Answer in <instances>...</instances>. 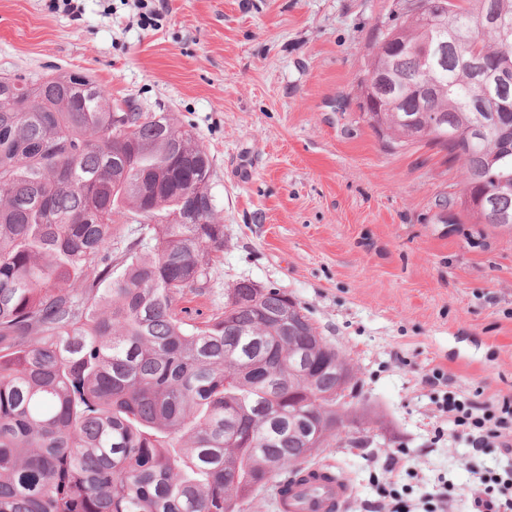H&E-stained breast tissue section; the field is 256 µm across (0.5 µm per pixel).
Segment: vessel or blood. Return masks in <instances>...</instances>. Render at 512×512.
Listing matches in <instances>:
<instances>
[{
  "mask_svg": "<svg viewBox=\"0 0 512 512\" xmlns=\"http://www.w3.org/2000/svg\"><path fill=\"white\" fill-rule=\"evenodd\" d=\"M353 495L349 482L330 465L308 467L305 481H290L279 496L280 512H343Z\"/></svg>",
  "mask_w": 512,
  "mask_h": 512,
  "instance_id": "1",
  "label": "vessel or blood"
}]
</instances>
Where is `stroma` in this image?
Returning <instances> with one entry per match:
<instances>
[{"label": "stroma", "mask_w": 512, "mask_h": 512, "mask_svg": "<svg viewBox=\"0 0 512 512\" xmlns=\"http://www.w3.org/2000/svg\"><path fill=\"white\" fill-rule=\"evenodd\" d=\"M81 7L76 20L0 0V77L75 71L193 130L224 252L182 318L206 321L241 280L301 302L358 380L350 424L315 458L348 476L346 512L376 501L372 476L393 455L423 486L448 479L451 512H468L467 462L508 461L432 444L422 377L438 365L451 390L512 394V228L465 217L445 153L389 149L364 120L367 52L395 0H164L149 28L122 0Z\"/></svg>", "instance_id": "1"}]
</instances>
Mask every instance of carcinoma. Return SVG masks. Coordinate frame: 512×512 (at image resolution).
Here are the masks:
<instances>
[{
	"instance_id": "obj_1",
	"label": "carcinoma",
	"mask_w": 512,
	"mask_h": 512,
	"mask_svg": "<svg viewBox=\"0 0 512 512\" xmlns=\"http://www.w3.org/2000/svg\"><path fill=\"white\" fill-rule=\"evenodd\" d=\"M512 0H459L435 82L437 129L402 122L419 100L366 122L392 149L426 142L462 162V192L485 194L462 212L477 224L512 215V112L469 141L478 112L508 98L482 95L469 57L512 72V29L481 30ZM423 23L405 29L409 44ZM416 56H399L401 80ZM191 131L112 103L84 75L0 77V512H243L267 484L318 455L262 415L309 416L333 436L336 346L304 381L288 347L324 340L299 302L240 281L209 320L189 324L176 303L203 291L224 252L212 166ZM139 225L120 264L112 225ZM294 305L296 324L279 318Z\"/></svg>"
}]
</instances>
